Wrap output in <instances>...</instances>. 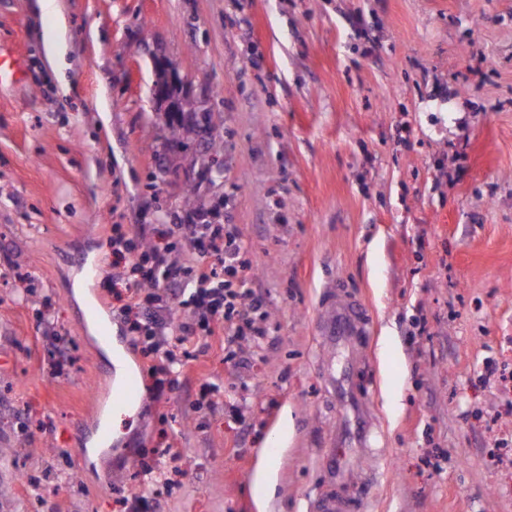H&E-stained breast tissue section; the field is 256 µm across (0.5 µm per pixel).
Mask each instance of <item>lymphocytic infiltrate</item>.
I'll use <instances>...</instances> for the list:
<instances>
[{
	"label": "lymphocytic infiltrate",
	"mask_w": 512,
	"mask_h": 512,
	"mask_svg": "<svg viewBox=\"0 0 512 512\" xmlns=\"http://www.w3.org/2000/svg\"><path fill=\"white\" fill-rule=\"evenodd\" d=\"M215 218L212 212H187L171 225L172 240L163 248L148 245L144 230L112 227V280L135 282L117 313L146 363L158 401L178 384L194 348L221 341L228 349L224 361L235 371L241 367L235 346L260 343L270 334L250 251L236 225ZM187 249L194 258L185 265L176 255Z\"/></svg>",
	"instance_id": "1"
}]
</instances>
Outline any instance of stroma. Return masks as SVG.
<instances>
[{
	"label": "stroma",
	"mask_w": 512,
	"mask_h": 512,
	"mask_svg": "<svg viewBox=\"0 0 512 512\" xmlns=\"http://www.w3.org/2000/svg\"><path fill=\"white\" fill-rule=\"evenodd\" d=\"M0 42L26 60L0 90V512H123L171 443L189 464L157 512H313L339 416L315 325L338 285L373 317L372 512H512V0H0ZM161 62L218 116L219 158L171 148ZM188 182L238 225L271 335L236 375L198 354L90 460L108 227L161 241ZM210 382L217 408H195Z\"/></svg>",
	"instance_id": "35a3bbf8"
}]
</instances>
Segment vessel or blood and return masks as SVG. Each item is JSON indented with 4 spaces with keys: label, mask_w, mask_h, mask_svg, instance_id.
<instances>
[{
    "label": "vessel or blood",
    "mask_w": 512,
    "mask_h": 512,
    "mask_svg": "<svg viewBox=\"0 0 512 512\" xmlns=\"http://www.w3.org/2000/svg\"><path fill=\"white\" fill-rule=\"evenodd\" d=\"M26 70L25 60L15 48L0 46V85L19 82ZM366 311L343 291H336L328 300L323 323L316 327L319 336L336 347L339 369L336 392L341 408L354 412L350 425L344 426L334 448L325 453L324 464L329 471L332 489L320 498L316 512H365V493L352 494L348 488L353 478V451L371 447L374 421L352 376L359 367L360 347L369 333ZM144 395L137 376H126L112 388V405L120 408L139 403Z\"/></svg>",
    "instance_id": "vessel-or-blood-1"
}]
</instances>
